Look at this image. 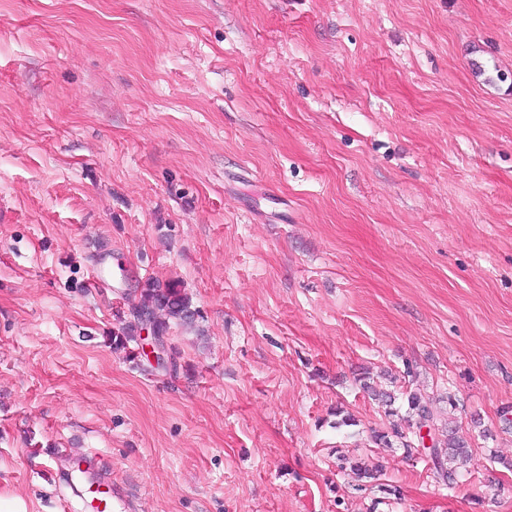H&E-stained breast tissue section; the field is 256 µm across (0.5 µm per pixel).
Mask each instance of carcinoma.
<instances>
[{
    "mask_svg": "<svg viewBox=\"0 0 512 512\" xmlns=\"http://www.w3.org/2000/svg\"><path fill=\"white\" fill-rule=\"evenodd\" d=\"M139 305H151L159 310L158 331L166 333L169 321L175 320L181 323H191L195 320L196 311L192 309L189 299L182 294L181 289L172 282H147L139 290ZM360 386L371 393L375 399L385 406V414L393 416L396 413L394 405L398 400L397 394L391 391H381L370 383V377L358 378ZM407 404L404 422L407 429L417 432L423 425H428L440 432V439L434 444L432 462L437 476L443 482L450 485L457 482L459 469L466 464L471 457L468 440L459 436L455 429L445 428L439 425V419L434 414L430 403L421 394L410 391L405 393ZM405 429V430H407ZM401 427L395 425L388 431H381L373 436L372 442L380 448L393 447V439L401 441L407 455H413L412 441L407 439V434ZM338 467L342 470L348 468L357 479L367 483L376 479L378 467H369L349 456L338 453L336 456Z\"/></svg>",
    "mask_w": 512,
    "mask_h": 512,
    "instance_id": "1",
    "label": "carcinoma"
}]
</instances>
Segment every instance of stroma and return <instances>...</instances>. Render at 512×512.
Segmentation results:
<instances>
[{
  "label": "stroma",
  "instance_id": "obj_1",
  "mask_svg": "<svg viewBox=\"0 0 512 512\" xmlns=\"http://www.w3.org/2000/svg\"><path fill=\"white\" fill-rule=\"evenodd\" d=\"M153 280L164 368L112 342ZM74 457L124 512H512V0H0V512H85ZM139 305H151L159 310L158 330L155 320L149 309L136 307L134 316L140 323V331L143 340H146L147 350L158 364L170 363V357L164 347L163 335L169 328V321L175 320L181 323H192L195 320L196 311L192 309L189 299L182 294L181 289L175 283L146 282L139 290ZM159 331V332H158ZM400 394H405L407 415L403 420L410 433H415L416 436L419 435L422 442H424V439L429 437L427 427H422L417 435V431L424 424L433 427L434 430L437 429L439 435L443 437L435 442L431 459L437 476L444 483H448V485L456 483L459 477V469L471 457L468 440L459 436L456 430L449 428V426L448 429L445 426L439 427V419L434 414L429 400H426L421 394L415 391ZM398 425L393 424L390 431H381L373 436L372 442L380 448H393V439L401 440L402 447L406 450L408 456L413 455L412 449L417 451V448L412 446V441L408 440L407 434ZM393 438V439H392ZM336 460L338 462V467L342 470L347 469V465L353 474L357 477L358 481L367 483L371 482V480L376 479V475L379 472L378 467H369L362 462L356 461L353 458H350L348 455L343 453H338L336 456Z\"/></svg>",
  "mask_w": 512,
  "mask_h": 512
}]
</instances>
